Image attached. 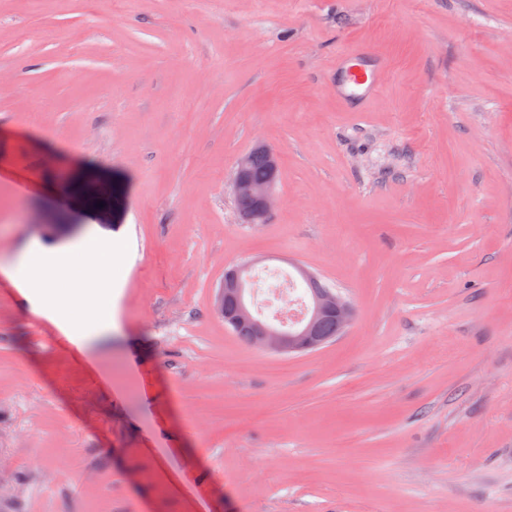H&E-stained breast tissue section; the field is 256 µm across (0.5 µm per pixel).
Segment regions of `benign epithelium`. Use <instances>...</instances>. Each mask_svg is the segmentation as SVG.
<instances>
[{"label": "benign epithelium", "instance_id": "1", "mask_svg": "<svg viewBox=\"0 0 512 512\" xmlns=\"http://www.w3.org/2000/svg\"><path fill=\"white\" fill-rule=\"evenodd\" d=\"M253 150L267 155L271 167L269 180L255 184L249 177L246 158L239 159L233 180L234 199L239 203L238 212L246 224H256L271 213L276 200L278 158L276 153L262 143ZM253 264L234 265L224 272L217 295V306L224 316V326L233 333L251 338L254 348L282 355H298L315 351L328 343L329 338L318 332L319 322L325 318L336 325L341 334L352 322L350 303L330 288L313 289L307 319L292 329L257 316L249 300V273Z\"/></svg>", "mask_w": 512, "mask_h": 512}]
</instances>
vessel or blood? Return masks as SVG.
Masks as SVG:
<instances>
[{"mask_svg": "<svg viewBox=\"0 0 512 512\" xmlns=\"http://www.w3.org/2000/svg\"><path fill=\"white\" fill-rule=\"evenodd\" d=\"M343 74L337 94L343 99L364 100L380 88V76L387 70L384 57L360 44L351 45L336 62Z\"/></svg>", "mask_w": 512, "mask_h": 512, "instance_id": "obj_1", "label": "vessel or blood"}]
</instances>
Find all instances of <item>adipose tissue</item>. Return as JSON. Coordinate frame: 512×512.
Returning <instances> with one entry per match:
<instances>
[{"mask_svg": "<svg viewBox=\"0 0 512 512\" xmlns=\"http://www.w3.org/2000/svg\"><path fill=\"white\" fill-rule=\"evenodd\" d=\"M82 252L84 263L77 273L63 265L49 269L45 255L35 248L21 254L16 266L0 271L37 314L79 346L112 328V267L121 260L111 247L92 239Z\"/></svg>", "mask_w": 512, "mask_h": 512, "instance_id": "1", "label": "adipose tissue"}]
</instances>
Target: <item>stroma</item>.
I'll use <instances>...</instances> for the list:
<instances>
[{
  "label": "stroma",
  "mask_w": 512,
  "mask_h": 512,
  "mask_svg": "<svg viewBox=\"0 0 512 512\" xmlns=\"http://www.w3.org/2000/svg\"><path fill=\"white\" fill-rule=\"evenodd\" d=\"M357 42L392 61L362 112ZM91 237L123 259L88 346L0 277V512H512V0H0V263ZM249 261L351 326L242 343ZM252 150L255 152H250L247 159L246 157L239 159L233 180L234 199L239 203L238 212L246 224H257L259 220L265 221L276 200L277 155L262 143H257ZM246 161L252 180L247 172ZM256 263L234 265L224 272L217 295V306L224 316V326L239 340L254 348L282 355H298L315 351L330 340L326 336L340 335L352 322L350 303L331 288H314L304 284L309 295L313 289L307 319L289 329L257 316L249 300V273ZM331 319L335 325L322 319ZM243 335V336H239ZM250 336V337H249Z\"/></svg>",
  "instance_id": "stroma-1"
}]
</instances>
